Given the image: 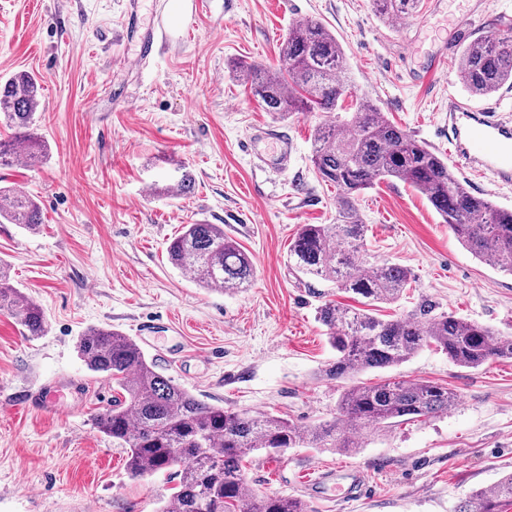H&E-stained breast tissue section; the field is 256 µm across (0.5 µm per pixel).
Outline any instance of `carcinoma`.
<instances>
[{
	"label": "carcinoma",
	"instance_id": "obj_1",
	"mask_svg": "<svg viewBox=\"0 0 512 512\" xmlns=\"http://www.w3.org/2000/svg\"><path fill=\"white\" fill-rule=\"evenodd\" d=\"M380 17L406 20L420 0H371ZM280 53L286 67L240 66L239 77L270 112L338 113L313 133L312 163L320 177L340 189L331 224H305L288 249V264L298 274L351 293L365 308L328 300L318 307L319 322L336 352L325 375L348 382L337 415L352 427L383 430L411 419L448 413L456 395L430 381L357 382L364 372L399 366L433 345L457 366L478 368L512 358V333L500 332L441 310L422 297L407 314L382 320L372 308L401 299L411 274L398 264L373 257L365 248L366 224L356 198L380 180H398L424 195L459 242L474 256L512 274V210L470 192L448 162L394 124L365 97L343 102L350 90L345 52L323 24L305 20L288 29ZM457 76L474 96L512 86V24L475 38L461 50ZM41 84L22 71L0 80V124L11 130L0 139V167L14 162L16 147L36 158L41 143L33 132ZM193 173L174 168L163 193L187 197ZM29 231L42 224L38 206L25 194L0 189V223ZM169 263L210 290L239 292L251 286V256L219 224H187L166 247ZM0 311L13 316L25 335L42 336L46 317L10 283L0 260ZM78 353L88 368L115 384L116 395L96 419L112 443L127 450L133 478L176 468L178 482L160 512H311L297 499L246 492L243 462L253 452L290 448H332L349 452L358 441L336 421L301 427L285 418L248 411L231 412L200 400L156 370L130 337L108 328L81 336ZM512 506V473L493 487L474 491L455 512H505Z\"/></svg>",
	"mask_w": 512,
	"mask_h": 512
}]
</instances>
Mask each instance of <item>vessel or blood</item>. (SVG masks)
<instances>
[{"mask_svg": "<svg viewBox=\"0 0 512 512\" xmlns=\"http://www.w3.org/2000/svg\"><path fill=\"white\" fill-rule=\"evenodd\" d=\"M163 37L162 23L149 25L137 42L140 58H150ZM448 155L464 172L498 187L511 185L512 116L498 103L475 108L449 97ZM336 486L340 500H352L363 492L362 475L353 469L337 470Z\"/></svg>", "mask_w": 512, "mask_h": 512, "instance_id": "obj_1", "label": "vessel or blood"}]
</instances>
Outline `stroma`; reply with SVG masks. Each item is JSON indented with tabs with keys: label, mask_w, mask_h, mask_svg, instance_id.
Instances as JSON below:
<instances>
[{
	"label": "stroma",
	"mask_w": 512,
	"mask_h": 512,
	"mask_svg": "<svg viewBox=\"0 0 512 512\" xmlns=\"http://www.w3.org/2000/svg\"><path fill=\"white\" fill-rule=\"evenodd\" d=\"M190 36L170 0H0V79L34 73L38 160L0 170V185L39 204L36 232L0 224L11 282L45 313L44 335L23 336L0 312V512H159L176 479H133L124 449L94 421L112 398L76 344L92 328L132 338L167 376L207 403L270 413L300 426L333 420L342 383L325 377L336 353L316 319L348 294L298 276L288 246L304 224L336 216L335 185L311 161L322 112L267 111L232 74L234 63L282 66L290 26L320 21L342 44L349 84L439 155L448 153V96L464 44L512 20V0H422L390 25L370 0H204ZM161 12L169 42L137 55L130 14ZM446 61L418 80L431 56ZM287 135L292 160L260 162L258 130ZM189 166L195 190L160 197L156 183ZM367 248L409 269L414 293L457 316L512 329V275L475 259L425 196L381 182L358 201ZM187 224H220L252 257L256 277L237 293L209 291L175 269L165 249ZM429 380L458 403L436 418L362 431L361 448L251 454L249 487L307 503L312 512H455L473 491L512 472V359L476 369L432 348L366 383ZM356 468L366 491L337 504L314 494L309 470Z\"/></svg>",
	"instance_id": "stroma-1"
}]
</instances>
